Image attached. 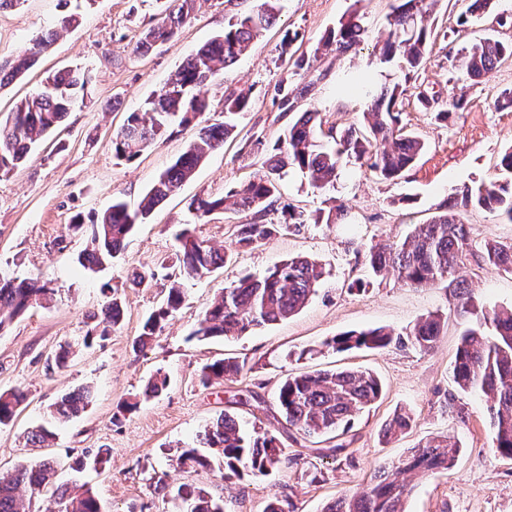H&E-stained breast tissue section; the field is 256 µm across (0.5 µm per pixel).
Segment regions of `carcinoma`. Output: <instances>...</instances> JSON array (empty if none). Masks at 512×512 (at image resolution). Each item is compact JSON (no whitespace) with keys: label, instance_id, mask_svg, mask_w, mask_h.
Returning a JSON list of instances; mask_svg holds the SVG:
<instances>
[{"label":"carcinoma","instance_id":"carcinoma-1","mask_svg":"<svg viewBox=\"0 0 512 512\" xmlns=\"http://www.w3.org/2000/svg\"><path fill=\"white\" fill-rule=\"evenodd\" d=\"M390 14L389 31L379 52V62L393 61L409 79L427 61L435 30L425 23L427 0H396ZM194 0H182L176 12L169 13L161 23L148 29L137 49L148 51L159 40L172 37L187 20ZM281 0H256L248 11L228 21L224 32L201 46L181 65L158 94L146 103L142 112H131L112 140L117 156L128 161L139 157L148 147L167 133L172 120L179 125L191 124L207 109L201 89L215 80L243 55L254 39L276 22ZM364 27L359 15L353 13L339 21L320 40L318 48L338 56L344 55L363 39ZM53 29L36 39L28 53L0 61V88L28 71L57 36ZM512 58V42H503L493 35L481 38L469 48L448 57V74L478 80L498 63ZM89 75L76 68L48 77L40 87L20 100L10 119L0 124V172L7 173L25 161L36 142L55 129L69 110L73 99L85 94ZM405 88L397 83L380 86L365 73L342 87V93H358L370 101L364 113V125L341 132H323L318 113L302 112L265 154L259 172L248 184L228 190L221 197H199L190 203L198 216L224 210L248 211L253 221L236 225L239 245L248 248L261 244L279 229L298 227L300 215L289 204L281 203L280 181L286 168L305 174L312 187L323 190L335 186L343 157L364 160L387 180L400 178L426 150L425 142L406 130L402 124L398 99ZM305 88L283 84L279 88L280 107L291 111L303 98ZM417 101L428 112L447 118L464 109L463 98L450 97L445 103L425 91ZM249 107L244 94L224 95V120L203 126L185 151L158 177L145 192L137 209L131 211L116 201L104 212L86 221L74 219L68 230L85 236L80 262L90 269L103 266L122 250L133 227L145 220L155 208L192 176L207 154L224 145V139L235 127L236 119ZM331 137L334 147L318 145L322 135ZM499 170L503 179L491 178L467 186L453 194L439 214L413 229L399 242L385 248H372L366 258L376 276L386 272L414 287H433L448 280L467 265H494L512 272V243L486 239L476 243L465 224L462 211L472 208L489 211L512 223V150L504 153ZM281 206L288 214L283 224H267L262 218ZM175 256L180 274L195 278L224 265L226 255L196 238L188 229L175 232ZM158 267L135 272L130 283L147 287L158 277ZM324 275L323 268L307 257H297L268 269L260 277L245 275L225 287L220 296L198 320L191 337L204 341L220 336L240 335L282 321L299 312L317 292ZM51 293L48 283L38 279L18 281L0 275V331L34 301ZM458 307L472 315L469 327L460 337L453 376L464 392L490 400L487 406L491 448L495 453L512 458V309L478 308L472 293L461 288L457 292ZM184 301L178 288L169 289L166 301L144 321L136 340L145 347L160 335L169 317ZM122 317L117 298L104 302L97 315L102 328L88 331L84 343L102 337ZM444 322L441 315L430 314L418 321L407 334L411 344L423 351L432 350L441 336ZM403 339L383 328L352 331L335 336L325 345L336 349H380ZM244 365L236 360L222 359L206 365L200 380L207 385L242 372ZM168 385L167 375L158 371L145 388L144 395L154 396ZM379 379L363 370H324L287 378L279 388L277 405L285 431L313 437L347 428L353 417L372 405L381 395ZM91 391L87 387L57 397L50 405V417L65 422L78 417L89 405ZM23 394L0 395V425L11 422ZM412 417L401 412L385 425L383 437L394 439L411 427ZM198 442L212 450L204 456L189 446L182 449L178 460L190 467L208 468L217 458L224 465V478L266 476L288 464V454L279 440L266 433L250 430L233 416L224 414L198 435ZM459 446L451 438H430L410 449L408 456L396 465L383 466L361 492L344 495L327 504L323 512H406L405 503L411 493L408 483L399 474L410 472L419 477L448 471L455 465ZM54 464L44 460L34 465H21L13 473L0 475V512H102L98 499L88 488L56 487L51 499L39 504L43 489L54 485ZM175 497L186 507L184 512H226L224 498L207 490L182 484Z\"/></svg>","mask_w":512,"mask_h":512}]
</instances>
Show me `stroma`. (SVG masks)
Wrapping results in <instances>:
<instances>
[{"mask_svg": "<svg viewBox=\"0 0 512 512\" xmlns=\"http://www.w3.org/2000/svg\"><path fill=\"white\" fill-rule=\"evenodd\" d=\"M172 2L23 0L0 11L4 60L22 54L61 15L78 18L59 31L24 76L0 88V123L48 74L78 67L92 77L87 96L41 138L26 162L0 173V273L39 277L53 290L49 300L32 303L0 331V394L25 395L14 421L0 425V474L23 462L54 459L58 482L90 488L105 512H179L177 501L157 491L160 480L172 490L184 483L206 488L224 497L230 512H264L274 498L288 500L290 512H321L333 498L362 491L380 465L403 459L421 439L447 435L460 446L455 466L446 473L408 476L413 490L407 512H512V459L489 447L487 402L461 391L453 380L460 333L471 320L456 309V283L469 288L477 305L512 309V273L468 266L455 273L454 286L412 287L390 274L373 279L365 261L370 248L398 242L414 225L438 214L458 188L496 176L499 158L512 147V111L497 107L499 93L512 88V61L480 81L449 83L448 54L478 42L485 25H459L466 0H433L431 18L442 35L398 100L404 124L426 142L425 153L394 181L380 178L365 162H343L335 189L325 193L300 172L288 170L280 191L283 201L301 212V226L242 248L233 231L250 222V213L217 211L200 218L188 205L197 197L223 196L227 188L253 178L261 156L251 148V135L274 144L295 119L279 108L280 83L308 86L300 111L318 113L323 128L343 130L360 122L368 105L340 95L341 81L359 71L390 83L403 79L374 53L389 30L392 0H282L275 25L204 89L209 103L200 117L204 123L222 121L225 89L250 97L248 111L223 148L209 154L145 223L134 226L117 259L91 271L78 262L85 239L70 233L69 224L75 217L102 213L116 199L136 206L197 129L172 125L168 135L131 162L116 155L113 134L127 113L142 111L199 46L252 4L196 0L189 20L171 38L141 54L136 43L143 30L160 22ZM353 11L364 16L363 42L340 57L314 55L320 38ZM289 31L297 35L296 48L312 57L298 75L281 49ZM422 90L443 101L464 96L467 107L440 118L418 103ZM338 205L348 211L349 223L326 226L323 216ZM183 227L230 260L216 272L179 279L180 309L162 335L136 348L144 320L174 283L161 278L152 287L133 288L128 279L135 269L173 256V234ZM297 256L316 259L325 270L316 295L302 310L238 336L191 339L197 321L225 286ZM105 283L121 302L123 318L87 345L83 338L105 301ZM432 313L442 315L445 327L429 352L408 343L345 351L326 345L353 330L383 327L403 335ZM64 343L71 345L72 356L59 369L54 356ZM221 358L237 359L245 367L238 376L202 386V368ZM334 369L373 373L382 385L380 399L334 438L283 432L275 400L280 383L299 372ZM158 372L167 375V388L144 398L148 380ZM82 387L94 394L85 412L68 422H51L53 400ZM127 401L136 403V410L122 411ZM401 410L410 413L411 429L384 441L385 422ZM224 412L277 436L290 457L288 466L265 477L228 480L216 463L204 469L178 465L180 450ZM44 423L54 438L48 445H33L30 433ZM100 450L108 457L105 468L71 470L75 456Z\"/></svg>", "mask_w": 512, "mask_h": 512, "instance_id": "35a3bbf8", "label": "stroma"}]
</instances>
